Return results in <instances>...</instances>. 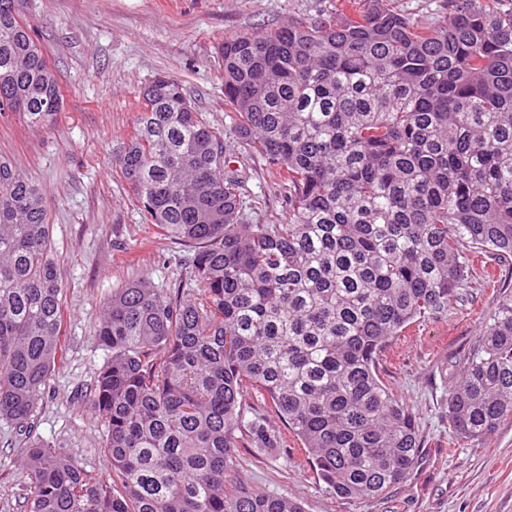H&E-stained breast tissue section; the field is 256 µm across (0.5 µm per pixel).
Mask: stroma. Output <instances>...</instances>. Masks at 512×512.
Listing matches in <instances>:
<instances>
[{"label":"stroma","instance_id":"1","mask_svg":"<svg viewBox=\"0 0 512 512\" xmlns=\"http://www.w3.org/2000/svg\"><path fill=\"white\" fill-rule=\"evenodd\" d=\"M22 12L54 66L63 107L54 130L0 117V155L42 188L66 285L63 358L34 422L36 436L70 449L89 475L105 476L101 426L86 386L107 358L93 337L103 297L146 276L160 288L184 272V254L152 241L114 163L131 138L141 92L155 76L179 80L199 112L226 129V159L242 178L251 224L284 221L281 190L259 157L229 130L217 47L225 36L276 28L335 10L336 0H22ZM512 293V256L481 254L445 316L413 324L393 342L382 380L408 407L423 439L418 462L384 498L343 500L307 464L274 411L252 400L277 447L237 451L239 475L265 493L292 496L306 512H512V421L489 441L449 448L448 387L460 353L473 349L499 301ZM23 437L0 421V512H19Z\"/></svg>","mask_w":512,"mask_h":512}]
</instances>
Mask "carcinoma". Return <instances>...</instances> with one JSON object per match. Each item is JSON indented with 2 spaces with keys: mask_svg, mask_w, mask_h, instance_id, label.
Returning a JSON list of instances; mask_svg holds the SVG:
<instances>
[{
  "mask_svg": "<svg viewBox=\"0 0 512 512\" xmlns=\"http://www.w3.org/2000/svg\"><path fill=\"white\" fill-rule=\"evenodd\" d=\"M224 105L285 190L288 221L248 224L224 131L177 80L143 93L115 159L156 242L186 253L166 288L102 302L109 355L88 401L109 473L29 440L61 359L65 290L40 191L0 156V420L28 438L21 512H304L237 472L270 445L260 396L336 496L382 498L422 437L380 378L413 323L448 313L471 252L512 255V7L448 0L429 23L387 0L224 38ZM58 79L20 0H0V116L57 123ZM512 419V295L448 388L455 440Z\"/></svg>",
  "mask_w": 512,
  "mask_h": 512,
  "instance_id": "cac0c4a2",
  "label": "carcinoma"
}]
</instances>
